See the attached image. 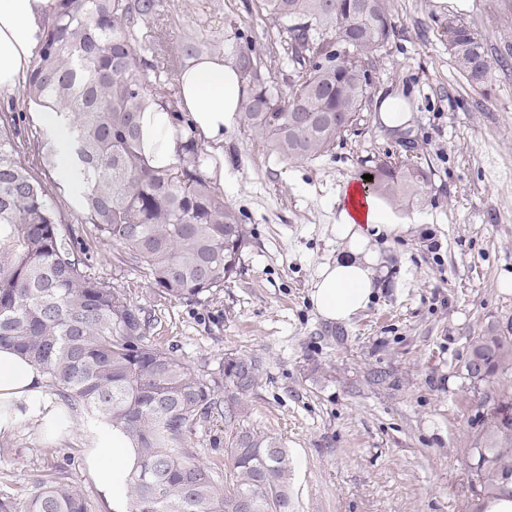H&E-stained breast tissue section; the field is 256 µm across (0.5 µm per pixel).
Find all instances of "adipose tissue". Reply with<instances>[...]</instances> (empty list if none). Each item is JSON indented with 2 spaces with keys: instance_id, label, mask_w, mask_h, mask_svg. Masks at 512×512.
<instances>
[{
  "instance_id": "ef3b65f1",
  "label": "adipose tissue",
  "mask_w": 512,
  "mask_h": 512,
  "mask_svg": "<svg viewBox=\"0 0 512 512\" xmlns=\"http://www.w3.org/2000/svg\"><path fill=\"white\" fill-rule=\"evenodd\" d=\"M53 5L54 0H0V96L12 94L28 71L42 35V21ZM180 83L181 107L196 136L215 145L223 143L224 131L238 118L245 93L234 63L220 57L195 60L182 72ZM40 119L66 178L80 184L69 120L52 109L42 112ZM140 124L145 156L157 166L171 164L179 139L170 113L149 107ZM336 205L335 232L343 247L319 266L310 297L324 319L346 323L367 308L378 286L382 257L375 237L393 235L400 226L376 197L356 183L343 186ZM25 422L52 437L68 434L70 429L44 372L12 349L0 348V437L12 436ZM82 433L88 443L85 465L109 512H128L136 448L123 432L104 421H89Z\"/></svg>"
}]
</instances>
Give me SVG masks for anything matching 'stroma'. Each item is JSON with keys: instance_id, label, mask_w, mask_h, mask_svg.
<instances>
[{"instance_id": "35a3bbf8", "label": "stroma", "mask_w": 512, "mask_h": 512, "mask_svg": "<svg viewBox=\"0 0 512 512\" xmlns=\"http://www.w3.org/2000/svg\"><path fill=\"white\" fill-rule=\"evenodd\" d=\"M253 0H160L153 33L178 60L188 39L263 42L268 22ZM398 33L377 55L374 89L356 125L313 161L266 154L243 122L205 149L204 167L239 212L248 241L224 287L186 301L160 297L141 274L95 247L90 272L125 289L152 317L150 336L196 369L227 355L258 360L247 421L285 443L294 512H465L471 497L474 429L488 426L501 381L471 384L461 368L475 336L512 323V64L483 81L460 74L444 26L455 16L483 38L489 57L512 61V0H392ZM405 98L408 122L391 128L380 105ZM23 111L24 164L50 188L66 219L77 192L45 161L47 138L21 94L0 112ZM411 154L431 178L424 200L394 207L404 231L377 238L387 273L350 322L323 319L310 292L319 265L341 244L336 195L362 172ZM86 413L73 433L44 442L32 423L0 439V497L22 502L40 477L80 487L92 512H107L83 465ZM230 431L200 425V461L225 471Z\"/></svg>"}]
</instances>
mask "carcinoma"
<instances>
[{
	"mask_svg": "<svg viewBox=\"0 0 512 512\" xmlns=\"http://www.w3.org/2000/svg\"><path fill=\"white\" fill-rule=\"evenodd\" d=\"M255 0L257 13L288 35L295 74L284 90L265 59L275 42H236L231 53L246 95L241 113L256 139L278 157L314 160L370 102L375 56L397 33L391 0ZM158 0H55L43 23L23 99L56 108L74 130L83 174L78 221L65 222L41 178L19 157L22 116L0 113V347L16 349L48 376L71 410L80 408L122 430L137 448L130 512H293L291 462L279 438L241 423L260 364L226 356L219 374H202L157 347L150 317L122 288L88 273L92 245L117 250L170 300H192L224 287L236 272L247 228L204 172V149L185 121L174 79L162 83L138 53V33ZM454 67L480 82L492 67L480 35L450 17L445 25ZM348 46L338 54L336 48ZM155 105L177 124L173 163L154 166L140 145L139 118ZM367 192L403 207L422 201L429 173L410 160L368 171ZM512 372V324L473 339L463 365L472 379ZM491 427L471 449L472 494L466 512L512 498V392L503 389ZM218 416L231 433L229 467L220 476L201 462L192 435ZM24 510L10 497L0 512H91L75 485L39 478Z\"/></svg>",
	"mask_w": 512,
	"mask_h": 512,
	"instance_id": "1",
	"label": "carcinoma"
}]
</instances>
